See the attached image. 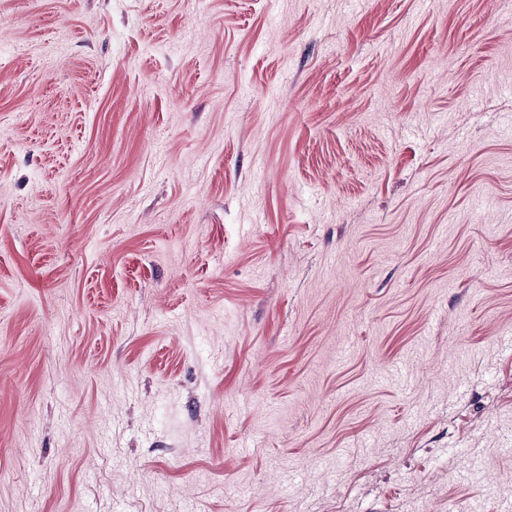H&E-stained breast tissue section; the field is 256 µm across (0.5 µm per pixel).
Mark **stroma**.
<instances>
[{
	"label": "stroma",
	"instance_id": "35a3bbf8",
	"mask_svg": "<svg viewBox=\"0 0 512 512\" xmlns=\"http://www.w3.org/2000/svg\"><path fill=\"white\" fill-rule=\"evenodd\" d=\"M512 0H0V512H512Z\"/></svg>",
	"mask_w": 512,
	"mask_h": 512
}]
</instances>
